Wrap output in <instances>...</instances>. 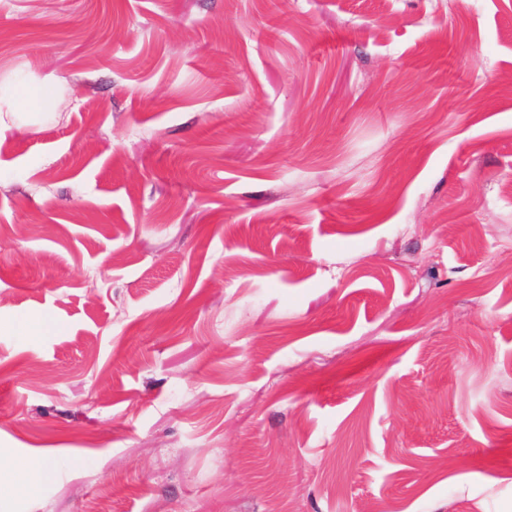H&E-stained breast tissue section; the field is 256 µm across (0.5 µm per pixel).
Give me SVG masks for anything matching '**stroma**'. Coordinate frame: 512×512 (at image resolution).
I'll return each instance as SVG.
<instances>
[{
	"mask_svg": "<svg viewBox=\"0 0 512 512\" xmlns=\"http://www.w3.org/2000/svg\"><path fill=\"white\" fill-rule=\"evenodd\" d=\"M46 464L0 512H512V0H0Z\"/></svg>",
	"mask_w": 512,
	"mask_h": 512,
	"instance_id": "stroma-1",
	"label": "stroma"
}]
</instances>
